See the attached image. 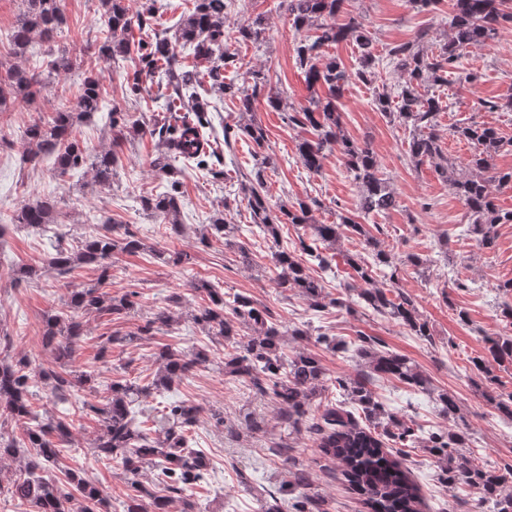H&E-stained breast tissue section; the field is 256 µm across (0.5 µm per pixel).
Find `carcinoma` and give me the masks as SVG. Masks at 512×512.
Listing matches in <instances>:
<instances>
[{"label":"carcinoma","mask_w":512,"mask_h":512,"mask_svg":"<svg viewBox=\"0 0 512 512\" xmlns=\"http://www.w3.org/2000/svg\"><path fill=\"white\" fill-rule=\"evenodd\" d=\"M24 9L10 36L12 55L25 57L36 46L53 41L55 34L67 22L63 0H22ZM453 17L448 42L436 56L414 50L410 43L396 45L388 55L396 67L406 74L405 84L397 100L387 91L376 93L378 109L386 115L411 123L414 134L409 142V153L417 164L429 163L453 193L464 203L468 213V231L484 249L496 245L495 226L512 224V210L499 208L492 188L512 184V168L498 169L494 155L511 142L502 140L496 130L487 124L471 122L457 128L459 137L474 146V152L464 166L459 167L445 156L441 140L435 133L441 102L428 93L426 85L448 84V73L456 68L461 52L471 46L494 42L500 28L512 24V0H452ZM345 0H280L291 27L307 36L295 48V61L304 73L308 89H323L324 95L310 98L307 104L292 108L285 115L288 126L309 131L313 138H302L297 153L302 165L311 173L322 168L327 154L335 151L344 160L353 180L361 188L358 210L364 215L385 213L397 205L393 189L381 178L375 154L367 143L349 138L343 130L342 112L337 102L351 78L371 84L376 80L378 58L372 39L364 25L355 17L338 22ZM106 39L94 47L99 59L115 60L134 54L140 68L135 71L131 91H147L146 80L154 74L166 78L172 94L167 109L181 111L173 124L159 128L144 122L130 121L127 113L112 109L109 116L110 148L92 155L74 136V130L86 118L101 111L103 93L99 78L88 73L82 83L75 104H60L47 121L36 120L24 133V159L36 165L46 157H54L60 173L89 165L94 181L109 185L116 174L114 147L127 138L129 128L143 136L157 139L156 152L150 161L152 169L171 177L177 174L174 162L199 168H209L215 174L220 159L216 147L205 134L210 125L207 103L198 94L204 83L218 89L224 96L237 101L242 112L254 111L258 90L267 84L260 71L249 73L252 80L247 88L234 81H226L224 71L234 64L236 54L224 41V12L227 0H194L193 10L175 26L174 35L164 29L154 34L149 42L133 41V30L152 26L155 0H139L132 9L129 0H101ZM265 19L257 15L252 22L239 28L236 42L261 45L264 40ZM351 40L359 49L357 67L349 71L336 58L321 61L323 48ZM190 46L195 60L188 66L180 60L181 49ZM206 62L205 70L198 63ZM73 61L65 54L42 60L33 68L18 63L0 61V112H7L18 102L31 103L41 94L51 79L71 70ZM246 136L257 147L264 146L266 131L258 123H249L238 129L224 127V146L230 148L236 138ZM265 156L254 171L241 177L242 189L247 192L251 223L272 240L276 249L271 261L279 269L275 285L281 291H295L314 309L343 305L338 298L325 291L322 282L311 275L307 263L318 267L329 266L328 257L319 252L314 243L335 244L345 234L366 238L374 247L373 262L351 260L356 277L368 284L359 293L365 307L407 327L417 336L429 337L426 323L420 321L413 300L404 292L396 291V298L386 291L372 288L373 273L379 267H393L391 253L379 248V241L370 235L364 225L354 218L342 215L335 224H312L311 204L299 200L278 210L271 207L264 180ZM177 181L170 190L140 196L143 211L158 215L166 221L171 237H179L183 226L179 223L180 195ZM57 202L51 198L38 199L22 206L12 217V223L42 229L54 223ZM303 224L311 231L312 244L300 241V257L278 249L279 226ZM210 228L214 236L224 239V245L237 248L242 262L250 263L249 251L231 239L233 227L219 214ZM145 244L126 224L105 226L101 231L85 237L75 250L59 249L50 259V265L64 278L77 265H93L100 269L101 278L108 277L109 260L118 253L135 254ZM153 257L165 265L183 267L190 257L178 250H152ZM189 290L206 294L209 303L192 315L193 322L209 336L224 338V373L243 377L260 394L279 406L278 421L286 431L306 428L321 451L336 459L343 479L364 496L373 512H420V491L410 478L405 449L425 448L436 459L442 486L455 489L469 488L478 498V505L488 504L490 512H512V464L502 467L479 465L462 455L469 435L463 417L453 396L440 393L435 398L440 413L452 420L445 430L417 433L405 420L388 412L371 388L374 377L397 380L405 384L429 389L428 377L407 357L393 351L376 348L370 336H357L356 355L364 361L368 371L350 379L328 377L320 356L308 349H299L289 356L280 352L282 333L272 321L265 307H258L250 298L220 293L210 281L195 278L188 282ZM139 292L126 291L109 296L98 286L68 289L66 306L75 311L109 315L122 319L138 307ZM173 318L168 309L160 310L137 328L122 337L111 335L101 346L99 355H105L107 345L121 341L132 344L145 336H152L171 326ZM85 336L82 322L74 317L48 314L42 346L48 350L57 369L46 370L28 355L10 361L0 359V426L10 422L23 427V446L30 449L24 463L26 477L12 486V496L19 504H28L36 512H112V504L100 489L64 463L65 444L69 443L73 421L58 416L39 418L31 408L35 380L48 381L59 400L74 398L77 411L94 415L100 432L93 442L92 452L100 459L118 456L125 475L131 480L135 494L123 505V512H170L178 504L179 512H201L199 503L189 494L190 486L208 472V458L188 445L189 431L196 425L202 408L188 401L177 400L154 407V413L137 421L136 414L142 399L151 391L170 389L197 366L209 361L203 347L191 353L176 351L165 345L159 349L156 379L147 385L137 380L120 377L110 385L111 397L94 404L81 399L78 392L89 389L97 392L95 371L80 372L68 368L78 343ZM488 356L499 363H512V335L495 334L485 339ZM339 392V398L329 400L318 415L309 413L311 402L330 388ZM275 453L283 458L288 479L277 491L254 488L255 495L264 501L263 512H332V500L319 492L309 490L311 473L297 465L286 442L276 446ZM152 466L156 481L163 491L142 484L138 477L144 467ZM57 469L63 477L49 479L44 473Z\"/></svg>","instance_id":"1"}]
</instances>
